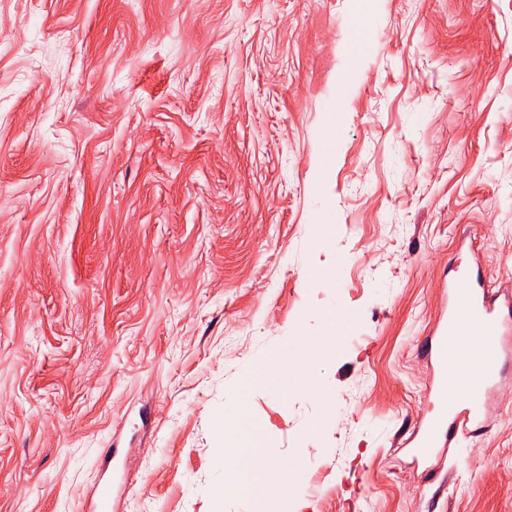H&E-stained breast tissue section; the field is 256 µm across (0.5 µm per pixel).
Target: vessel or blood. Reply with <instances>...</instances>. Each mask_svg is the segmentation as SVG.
Masks as SVG:
<instances>
[{
	"instance_id": "b4317fda",
	"label": "vessel or blood",
	"mask_w": 512,
	"mask_h": 512,
	"mask_svg": "<svg viewBox=\"0 0 512 512\" xmlns=\"http://www.w3.org/2000/svg\"><path fill=\"white\" fill-rule=\"evenodd\" d=\"M445 289L448 310L440 314L434 336L422 344L433 363L432 384L438 395L436 411L410 434L415 447L425 454L467 434L470 425L481 420L478 397H469L462 403L448 400V324L451 318L462 310L471 315L488 345L493 365L504 364L512 358V299L499 303L496 293L487 286L480 265L472 264L464 274L449 280Z\"/></svg>"
}]
</instances>
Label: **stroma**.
<instances>
[{"instance_id": "stroma-1", "label": "stroma", "mask_w": 512, "mask_h": 512, "mask_svg": "<svg viewBox=\"0 0 512 512\" xmlns=\"http://www.w3.org/2000/svg\"><path fill=\"white\" fill-rule=\"evenodd\" d=\"M475 253L512 296V0H0V512H84L113 443L112 512H512V367L398 445ZM224 425L229 429V448L225 449L222 462L224 465V489L241 491L250 481L244 471L246 448H249V430L238 415L232 412L225 416Z\"/></svg>"}]
</instances>
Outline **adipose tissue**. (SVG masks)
Returning a JSON list of instances; mask_svg holds the SVG:
<instances>
[{"mask_svg": "<svg viewBox=\"0 0 512 512\" xmlns=\"http://www.w3.org/2000/svg\"><path fill=\"white\" fill-rule=\"evenodd\" d=\"M487 358V346L482 337L476 336L473 322L468 317H461L448 353L449 399L465 397L486 370ZM224 425L230 443L222 458L224 486L239 491L248 483L244 471V458L249 446V430L234 413L225 416Z\"/></svg>", "mask_w": 512, "mask_h": 512, "instance_id": "1", "label": "adipose tissue"}]
</instances>
